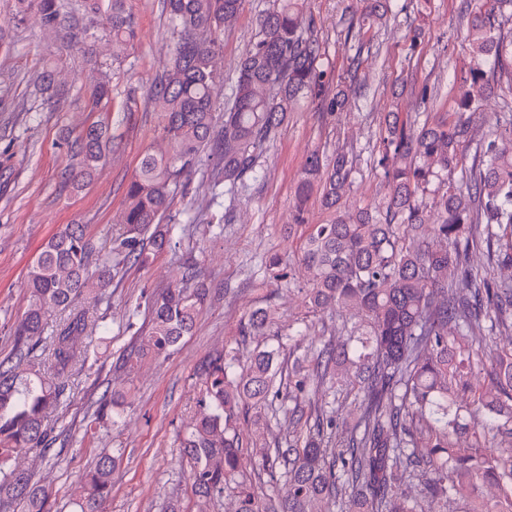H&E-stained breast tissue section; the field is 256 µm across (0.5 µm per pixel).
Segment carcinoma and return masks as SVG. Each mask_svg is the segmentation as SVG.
<instances>
[{
    "label": "carcinoma",
    "instance_id": "1",
    "mask_svg": "<svg viewBox=\"0 0 512 512\" xmlns=\"http://www.w3.org/2000/svg\"><path fill=\"white\" fill-rule=\"evenodd\" d=\"M19 11L36 9L42 23L63 19L64 0H17ZM169 16L172 52L152 89L160 104L158 132L168 149L145 153L129 183L116 246L126 261L143 262L148 250L170 243L161 220L183 177L204 151L223 163L220 181L234 194L257 173L259 154L275 139L286 116L305 95L317 94L320 45L312 37L300 0H273L257 21L250 49L240 58L224 125H212L220 74L216 58L227 23L244 0H163ZM126 0H85L102 18L112 44H132L135 31ZM512 0H474L465 40L470 50L459 86L457 110L445 118L418 123L388 113L378 150L385 197L376 210L348 216L338 204L353 182L352 158L338 152L332 161L312 153L297 186V220L313 186L330 213L323 224L307 225L303 264L313 312L349 311L358 326L343 340L325 343L314 356L303 355L283 379L279 348L266 345L244 352L227 346L209 354L196 370V417L180 440L199 512L228 495L235 512H330L344 499L347 512H443L440 504L470 490L463 512H512V341L493 346L512 310V282L496 281L472 268L468 225H485L494 262L512 268V113L481 147L483 163L462 172L458 166L469 138V116L492 96L512 98V30L505 29ZM111 89L95 87L91 108H104ZM108 126L91 124L72 147L77 168L64 183L81 189L106 161ZM434 208L423 204L428 191ZM91 243L83 224H67L39 250L27 275L30 305L13 329L16 358L0 364V512H51L52 492L14 464L34 455L48 459L53 427L50 411L68 399L67 378L81 357L78 345L107 328L89 324L76 311L46 337L48 309H69L83 297H98L112 281V253L89 269ZM207 298L206 289L189 293L174 286L148 300L151 328L124 364L170 355L191 334ZM274 322L269 308L253 310L238 335L263 336ZM487 324L488 335H474ZM52 346L55 375L45 378L34 350ZM489 363L488 384L453 382L463 369ZM358 381L359 415L342 448L321 447L336 433L335 412L311 414L296 406L289 423L306 437L278 441L260 455L251 450L240 425L270 430L266 410L298 395L309 400ZM121 400H103L96 419L116 425ZM120 457L105 453L80 478L77 512H100L112 496V476ZM261 468L284 491L258 494L247 469ZM417 477L424 496L405 492Z\"/></svg>",
    "mask_w": 512,
    "mask_h": 512
}]
</instances>
